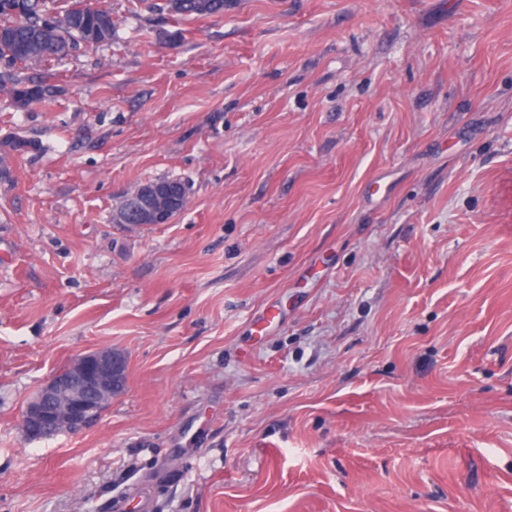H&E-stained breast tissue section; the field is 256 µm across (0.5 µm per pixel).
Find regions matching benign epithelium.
<instances>
[{
  "label": "benign epithelium",
  "mask_w": 512,
  "mask_h": 512,
  "mask_svg": "<svg viewBox=\"0 0 512 512\" xmlns=\"http://www.w3.org/2000/svg\"><path fill=\"white\" fill-rule=\"evenodd\" d=\"M173 201L171 192L158 182H146L120 199L112 218L130 229L167 224L165 216ZM127 372V358L116 350L100 349L80 357L72 364L66 384L51 376L27 404L22 415L25 434L42 437L88 428L124 391Z\"/></svg>",
  "instance_id": "1"
}]
</instances>
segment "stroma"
Instances as JSON below:
<instances>
[{
    "mask_svg": "<svg viewBox=\"0 0 512 512\" xmlns=\"http://www.w3.org/2000/svg\"><path fill=\"white\" fill-rule=\"evenodd\" d=\"M91 2L111 44L0 94V512H512V0ZM105 348L96 425L28 437ZM226 0H132L133 9L139 3L152 12L168 13L178 18L199 19L222 16ZM156 181L143 183L133 193L122 197L112 213L115 221L121 222L130 229L142 228L152 224H167L171 203L175 200L171 197L170 190L163 189ZM126 204H130V217L126 221L123 210ZM127 372V358L119 351L100 349L83 355L72 364L65 385L56 373L27 404L22 415L25 434L42 437L60 429L77 433L88 428L124 391Z\"/></svg>",
    "mask_w": 512,
    "mask_h": 512,
    "instance_id": "1",
    "label": "stroma"
}]
</instances>
